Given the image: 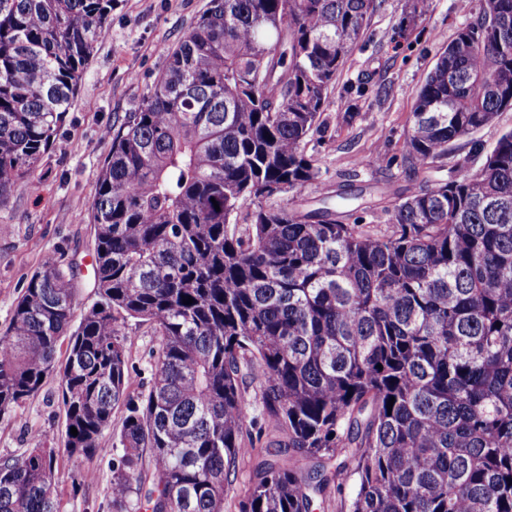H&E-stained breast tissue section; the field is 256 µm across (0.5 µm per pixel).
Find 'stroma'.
<instances>
[{"mask_svg": "<svg viewBox=\"0 0 512 512\" xmlns=\"http://www.w3.org/2000/svg\"><path fill=\"white\" fill-rule=\"evenodd\" d=\"M208 0H114L112 23L98 42L77 97L34 172L18 181L0 200V335L30 277L47 258L77 264L81 303L93 298L94 230L91 214L95 185L110 144L102 129L120 125L135 111L165 64L173 47L205 10ZM411 0H385L368 20L357 46L328 92L329 105L307 140L306 152L320 171L317 181L280 195L278 204L302 211L319 198L381 182L393 189L407 186L411 176L401 164L410 124L414 92L433 68L441 47L456 30L473 20L474 8L459 0H428L429 12L415 25L401 27ZM364 82L365 94H347L348 85ZM512 130V111L493 124L456 141L464 173L479 170L481 157L471 155L472 142L492 149L501 134ZM381 164L368 165L372 151ZM127 359L133 370L131 394L145 391L151 363L159 347L154 328L131 319L125 325ZM65 411L56 381L0 421V458L22 456L32 432L49 447H63ZM118 454L104 441L93 457L60 456V512H111L112 460Z\"/></svg>", "mask_w": 512, "mask_h": 512, "instance_id": "obj_1", "label": "stroma"}]
</instances>
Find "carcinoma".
<instances>
[{"label": "carcinoma", "mask_w": 512, "mask_h": 512, "mask_svg": "<svg viewBox=\"0 0 512 512\" xmlns=\"http://www.w3.org/2000/svg\"><path fill=\"white\" fill-rule=\"evenodd\" d=\"M382 2L209 0L167 52L109 136L93 302L74 321L76 267L49 257L0 336V419L54 379L68 430L0 459V512H59V454L106 436L115 512H224L252 404L281 439L241 512H312L347 473L344 512H512V130L471 142L477 173L425 176L512 109V0H480L415 90L402 159L420 180L385 225L344 192L272 202L319 178L306 141ZM112 5L0 0V199L53 142ZM130 319L159 337L135 396Z\"/></svg>", "instance_id": "cac0c4a2"}]
</instances>
